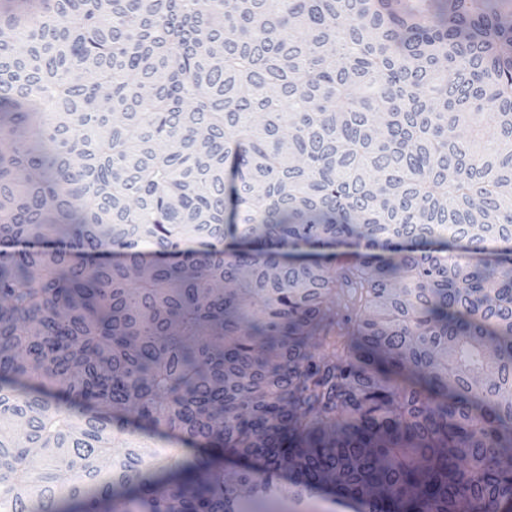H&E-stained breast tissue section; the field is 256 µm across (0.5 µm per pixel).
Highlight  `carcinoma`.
Listing matches in <instances>:
<instances>
[{"label":"carcinoma","instance_id":"cac0c4a2","mask_svg":"<svg viewBox=\"0 0 512 512\" xmlns=\"http://www.w3.org/2000/svg\"><path fill=\"white\" fill-rule=\"evenodd\" d=\"M283 473L512 512V0H3L0 507Z\"/></svg>","mask_w":512,"mask_h":512}]
</instances>
